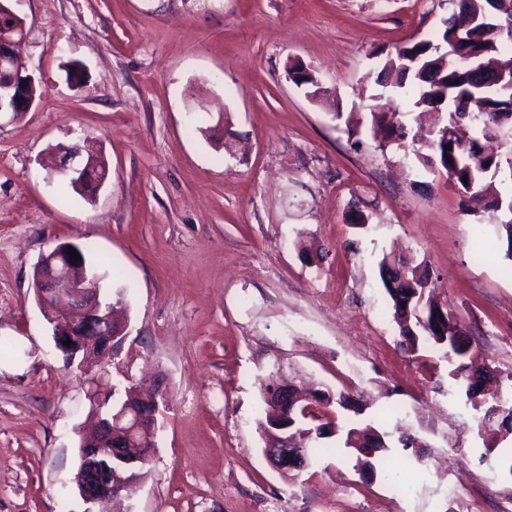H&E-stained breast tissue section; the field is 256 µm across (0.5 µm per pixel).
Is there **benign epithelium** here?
I'll use <instances>...</instances> for the list:
<instances>
[{
    "instance_id": "1",
    "label": "benign epithelium",
    "mask_w": 512,
    "mask_h": 512,
    "mask_svg": "<svg viewBox=\"0 0 512 512\" xmlns=\"http://www.w3.org/2000/svg\"><path fill=\"white\" fill-rule=\"evenodd\" d=\"M26 36V20L0 2V61L7 63L3 71L5 81H0V112H26L35 101L34 77L18 52ZM95 166L94 156L84 157L78 148L56 159L55 164L56 169L78 179L80 185L89 179ZM71 248L81 251L79 245L64 242L40 256L35 266L33 290L67 365L75 364L89 374L88 399L95 407L92 412L95 428L80 439L84 451L74 482L84 505L82 512H97L99 503L129 491L139 478L138 469L147 464L141 456L124 454V449L134 441L151 440L153 433L146 419L161 413L159 397L163 392L159 390L151 398L134 394L130 400L112 402L111 409H105L100 392L114 391L113 385L91 370L99 357L118 347L125 326L115 319L112 303L101 297L98 276L88 269L86 257L79 261L71 259ZM65 341L70 345H63ZM288 392V383L280 381L268 393L275 407L265 431L270 438L269 462L277 471L301 472L306 469L307 461L298 452L288 455V444L294 437L288 435L289 425L279 405Z\"/></svg>"
}]
</instances>
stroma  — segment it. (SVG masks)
Here are the masks:
<instances>
[{"label": "stroma", "mask_w": 512, "mask_h": 512, "mask_svg": "<svg viewBox=\"0 0 512 512\" xmlns=\"http://www.w3.org/2000/svg\"><path fill=\"white\" fill-rule=\"evenodd\" d=\"M11 6L37 93L30 111L0 114V512L83 508L86 376L66 366L32 287L62 242L89 247L126 318L98 372L168 400L152 462L105 512H512V433L479 430L465 378L410 348L379 276L387 254L426 265L478 363L512 387L500 213L469 215L445 174L369 129L381 60L438 30L448 0ZM292 59L334 97L289 81ZM60 146L107 164L92 200L42 165ZM359 211L366 227L350 222ZM279 379L349 395L386 432L374 475L345 449L296 477L270 466L262 390ZM398 462L401 481L387 479Z\"/></svg>", "instance_id": "1"}]
</instances>
